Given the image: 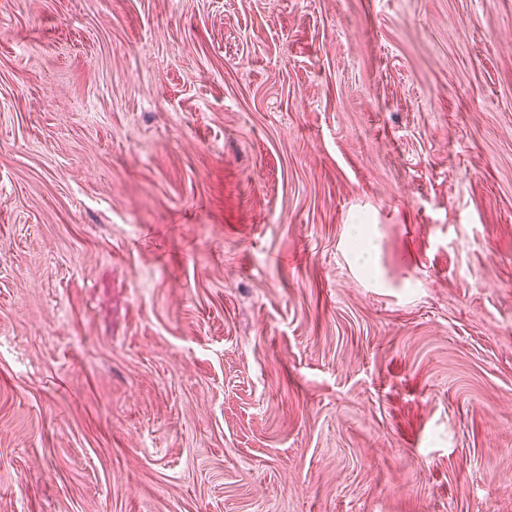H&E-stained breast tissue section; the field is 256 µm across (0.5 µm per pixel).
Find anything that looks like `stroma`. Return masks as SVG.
<instances>
[{
  "label": "stroma",
  "mask_w": 512,
  "mask_h": 512,
  "mask_svg": "<svg viewBox=\"0 0 512 512\" xmlns=\"http://www.w3.org/2000/svg\"><path fill=\"white\" fill-rule=\"evenodd\" d=\"M0 512H512V0H0Z\"/></svg>",
  "instance_id": "obj_1"
}]
</instances>
